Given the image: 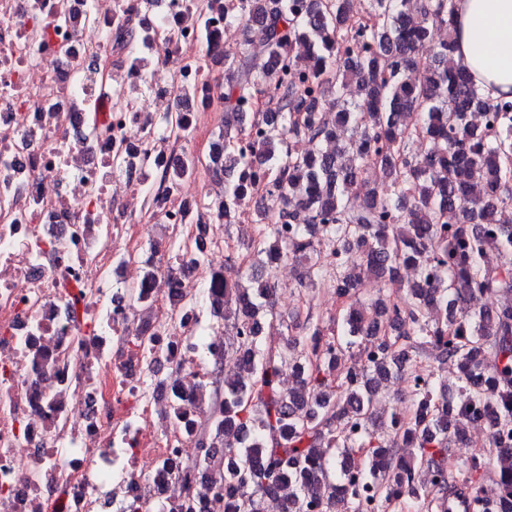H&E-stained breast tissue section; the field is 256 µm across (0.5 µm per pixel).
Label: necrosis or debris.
<instances>
[{
  "mask_svg": "<svg viewBox=\"0 0 512 512\" xmlns=\"http://www.w3.org/2000/svg\"><path fill=\"white\" fill-rule=\"evenodd\" d=\"M199 3L0 0V512H224L223 481L177 467L205 456L194 432L219 415L196 393L224 358L199 304L224 271V227L204 197L156 183L224 120L209 80L224 39L205 37ZM128 20L145 41L122 48ZM146 95L189 135L159 130ZM154 217L169 236L145 289L130 271ZM202 233V261L176 250Z\"/></svg>",
  "mask_w": 512,
  "mask_h": 512,
  "instance_id": "obj_1",
  "label": "necrosis or debris"
}]
</instances>
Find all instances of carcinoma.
Masks as SVG:
<instances>
[{
  "instance_id": "1",
  "label": "carcinoma",
  "mask_w": 512,
  "mask_h": 512,
  "mask_svg": "<svg viewBox=\"0 0 512 512\" xmlns=\"http://www.w3.org/2000/svg\"><path fill=\"white\" fill-rule=\"evenodd\" d=\"M224 25L245 23L246 46L224 52V129L209 150V174L224 192L207 209L232 224L252 195L255 170L267 204L253 246L250 282H219L208 295L237 330L224 349L235 370L214 368L223 387L215 438L224 452L200 470L224 479V512H370L439 492L416 470L447 471L462 438L456 416L485 418L498 476L496 512H512V306L484 299L512 293V100L488 102L454 59L453 0H211ZM304 138V153L290 146ZM417 139L422 154L409 151ZM380 182L363 199L369 170ZM301 267L300 286L352 297L369 272L379 287L411 265L416 280L398 302L368 314L342 309L340 328L319 325L284 348L263 345V314L275 287L259 275L275 263ZM366 364L341 375L344 352ZM458 370L456 397L436 371L411 381L407 405L390 414L394 444L373 436L379 380L410 360ZM294 389L279 387L283 365Z\"/></svg>"
}]
</instances>
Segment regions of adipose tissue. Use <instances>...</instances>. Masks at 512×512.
I'll return each instance as SVG.
<instances>
[{"label":"adipose tissue","instance_id":"1","mask_svg":"<svg viewBox=\"0 0 512 512\" xmlns=\"http://www.w3.org/2000/svg\"><path fill=\"white\" fill-rule=\"evenodd\" d=\"M454 37L484 98L512 99V0H454Z\"/></svg>","mask_w":512,"mask_h":512}]
</instances>
